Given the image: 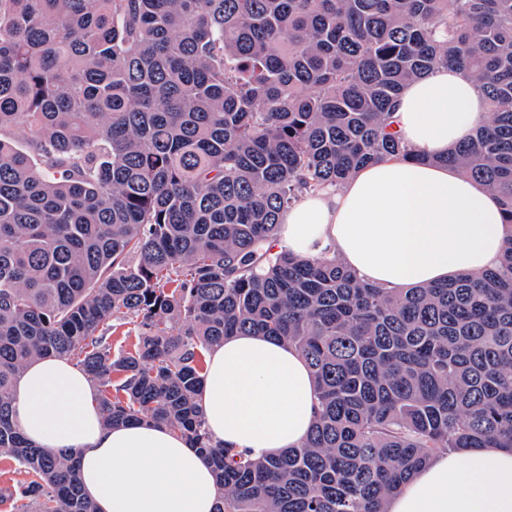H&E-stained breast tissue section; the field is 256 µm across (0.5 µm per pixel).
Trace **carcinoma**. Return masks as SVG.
<instances>
[{
  "mask_svg": "<svg viewBox=\"0 0 512 512\" xmlns=\"http://www.w3.org/2000/svg\"><path fill=\"white\" fill-rule=\"evenodd\" d=\"M453 66L490 119L435 162L512 227V0H0V454L26 476L0 503L96 512L75 457L18 426L39 357L77 360L105 425L204 454L216 512H385L435 454L511 448L512 237L498 267L405 293L270 246L302 193L411 157L396 102ZM239 332L308 361L301 447L212 440L204 363Z\"/></svg>",
  "mask_w": 512,
  "mask_h": 512,
  "instance_id": "carcinoma-1",
  "label": "carcinoma"
}]
</instances>
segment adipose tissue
<instances>
[{
    "mask_svg": "<svg viewBox=\"0 0 512 512\" xmlns=\"http://www.w3.org/2000/svg\"><path fill=\"white\" fill-rule=\"evenodd\" d=\"M486 116L469 74L439 67L402 91L393 114L421 161L387 157L339 189L303 197L282 216L280 246L301 257L322 247L373 285L406 290L496 268L506 230L500 197L443 163ZM26 437L77 455L83 492L97 512H214L212 469L167 427L106 426L91 377L66 358L32 361L16 386ZM208 430L225 447L262 457L300 447L314 421L304 357L254 334L225 338L208 356L200 392ZM386 512H512V448L442 452L391 496Z\"/></svg>",
    "mask_w": 512,
    "mask_h": 512,
    "instance_id": "obj_1",
    "label": "adipose tissue"
}]
</instances>
